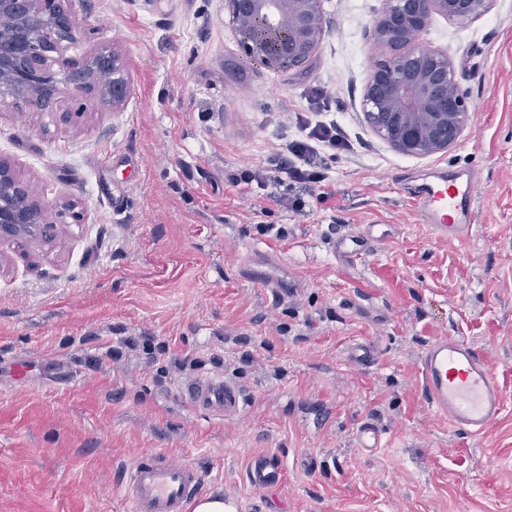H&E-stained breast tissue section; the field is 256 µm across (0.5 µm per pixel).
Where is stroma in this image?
I'll return each mask as SVG.
<instances>
[{
  "mask_svg": "<svg viewBox=\"0 0 512 512\" xmlns=\"http://www.w3.org/2000/svg\"><path fill=\"white\" fill-rule=\"evenodd\" d=\"M383 3L327 0L318 52L274 73L242 62L224 0H69V57L112 48L129 94L68 124L0 111V159L82 214L51 242H0V512H126L117 475L155 448L201 466L239 512H512V0L424 30L471 112L460 142L424 159L362 120ZM316 85L354 149L327 202L258 218L266 190L231 179L262 166ZM433 167L479 175L464 242L437 240L408 198ZM371 224L386 238L366 262L326 252L336 229ZM259 251L301 283L294 300L246 279ZM442 336L484 353L504 391L483 436L424 397L421 354ZM357 339L372 366L349 361ZM12 361L38 368L19 379ZM202 375L245 391L238 416L186 405ZM366 417L384 432L371 454L354 446ZM257 457L281 473L271 490L247 479Z\"/></svg>",
  "mask_w": 512,
  "mask_h": 512,
  "instance_id": "1",
  "label": "stroma"
}]
</instances>
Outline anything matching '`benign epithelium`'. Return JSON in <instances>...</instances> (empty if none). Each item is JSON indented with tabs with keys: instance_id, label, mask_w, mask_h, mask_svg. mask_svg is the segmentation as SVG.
<instances>
[{
	"instance_id": "benign-epithelium-1",
	"label": "benign epithelium",
	"mask_w": 512,
	"mask_h": 512,
	"mask_svg": "<svg viewBox=\"0 0 512 512\" xmlns=\"http://www.w3.org/2000/svg\"><path fill=\"white\" fill-rule=\"evenodd\" d=\"M492 0H385L374 21L375 42L387 49L365 84L362 112L392 149L428 158L455 147L468 122L466 99L448 54L421 40L433 15L470 21ZM242 59L272 72L305 67L325 37L324 0H225ZM0 108L48 112L61 123L66 93L77 112L118 111L127 98L126 62L110 47L78 61L66 57L78 29L65 0H0ZM74 201L37 194L9 163L0 161V241L47 240L57 219L78 221Z\"/></svg>"
}]
</instances>
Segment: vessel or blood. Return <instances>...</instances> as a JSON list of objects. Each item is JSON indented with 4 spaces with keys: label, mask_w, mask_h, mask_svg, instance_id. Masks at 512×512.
I'll use <instances>...</instances> for the list:
<instances>
[{
    "label": "vessel or blood",
    "mask_w": 512,
    "mask_h": 512,
    "mask_svg": "<svg viewBox=\"0 0 512 512\" xmlns=\"http://www.w3.org/2000/svg\"><path fill=\"white\" fill-rule=\"evenodd\" d=\"M479 189L476 171L447 175L433 171L426 175L411 202L422 223L445 242L469 238L476 222L475 200ZM373 230H347L329 237L326 250L340 261L362 260L376 249ZM275 262L264 258L247 268L254 284L269 290L279 300L292 299L297 282L282 284L274 273ZM423 391L428 402L449 425L470 437L485 434L503 410V396L485 356L456 336H442L430 342L421 355ZM191 407L227 417L238 415L244 395L235 384L220 377L203 376L182 391ZM355 445L370 453L382 445V431L371 421L362 422L355 433ZM250 479L261 489L280 479L270 463L257 461ZM205 474L192 462L173 458L156 449L138 455L132 465L121 471L118 486L130 512H191L204 493Z\"/></svg>",
    "instance_id": "obj_1"
}]
</instances>
